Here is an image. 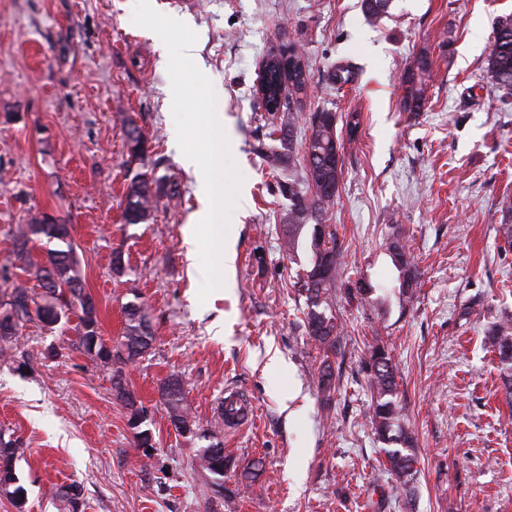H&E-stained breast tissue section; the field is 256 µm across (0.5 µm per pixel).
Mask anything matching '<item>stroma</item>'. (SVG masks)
<instances>
[{
  "instance_id": "35a3bbf8",
  "label": "stroma",
  "mask_w": 512,
  "mask_h": 512,
  "mask_svg": "<svg viewBox=\"0 0 512 512\" xmlns=\"http://www.w3.org/2000/svg\"><path fill=\"white\" fill-rule=\"evenodd\" d=\"M360 3L155 0L197 35L192 59L213 83L242 176L227 228L228 285L202 302L199 253L183 233L197 208L194 178L178 161L160 39L133 23L135 0H0V282L22 277L17 225L63 217L104 339L121 336L131 302L144 304L157 336L123 368L153 435L146 452L110 372L78 349L74 330L22 329L27 364L0 359V431L22 444L25 512H58L57 490L74 482L82 512H401L366 419L365 346L375 341L396 367L415 439L414 512H512V406L505 367L484 343L499 316H512V247L496 233L512 206V105L486 71L494 23L512 14V0H393L377 23ZM290 46L310 74L296 112L335 113L343 147L326 216L343 251L330 293L342 333L328 396L304 328L310 234L295 253L280 246L288 170L271 160L283 150L272 133L280 121L256 98L263 59ZM422 56L432 69L425 105L407 112L402 77ZM340 61L357 79L329 85ZM132 123L144 135L140 164L128 161ZM143 169L179 194L128 224L124 187ZM395 239L419 272L409 298L398 288ZM364 283L370 296L358 292ZM51 346L57 358L47 357ZM171 377L202 424L230 389L256 407L254 422L214 425L234 463L223 489L198 465V440L169 421L161 386ZM254 464L259 475L245 484Z\"/></svg>"
}]
</instances>
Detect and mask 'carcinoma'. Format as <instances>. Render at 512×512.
Wrapping results in <instances>:
<instances>
[{
  "label": "carcinoma",
  "mask_w": 512,
  "mask_h": 512,
  "mask_svg": "<svg viewBox=\"0 0 512 512\" xmlns=\"http://www.w3.org/2000/svg\"><path fill=\"white\" fill-rule=\"evenodd\" d=\"M393 0H362V9L370 19L379 20L389 14ZM290 69L283 72L275 67L266 69L263 77L264 103L262 106L271 113L286 112L288 121L278 129L279 140L293 145L297 117L294 116V95L306 90L308 71L301 58L288 62ZM431 63L422 56L417 71L405 74L406 94L403 109L419 112L425 104L423 75L430 73ZM487 72L492 80L506 94H512V17L496 21L493 29V43L487 59ZM333 85L354 82V71L348 65L338 64L329 73ZM307 133L302 139L301 157H294L288 150V165L299 164L304 171L303 182L292 178L281 183V192L288 196V224L283 232L285 250L293 252L298 248L302 230L312 222L325 224V239L310 236L312 252L311 268L306 271L303 281L307 312L304 314L307 334L322 352L317 371L320 389L331 393L335 388L334 369L330 356L336 352V342L341 330L327 301L330 288L336 283V274L341 266V251L332 225L325 223L331 205L336 200L343 176V159L337 157L341 144L336 133V115L331 112H312L304 118ZM129 161L144 160V137L140 128L130 125L125 132ZM177 186L153 173H137L126 185L123 200V218L128 224H141L149 220L157 201L164 195L172 198ZM72 225L64 219L47 215L31 220L17 227L13 239L14 253L20 263V270L39 282L42 292L38 293L22 281H15L0 292V315L12 312L13 324L0 327V355L25 360L16 343L18 331L25 324L36 321L51 330L66 327L71 317L77 318L74 331L78 347L96 364L111 371L112 389L116 398L128 410V423L132 424L135 441L140 448H151L150 430L133 425L134 419L144 414V408L128 388L123 377V366L140 357L156 340L151 321L144 305L129 303L125 307V329L120 338L108 343L100 333L97 305L86 290L79 271V261L71 235ZM498 236L512 247V207L502 211L496 227ZM56 240L64 247L47 249L41 261H33L31 250L42 240ZM391 254L398 270V288L407 294H414L418 284V272L405 246L398 241L392 243ZM487 344L498 354L501 363L512 370V318L499 321L486 337ZM367 387L372 404L369 422L379 441L389 445L385 449L387 466L385 470L396 480L402 497L403 507L412 509L414 484L417 477V459L413 438L403 427L397 402L395 369L387 351L380 345L368 349L366 360ZM161 397L167 408L169 419L177 433L188 435L207 444L197 448L199 465L211 475L213 485L224 488V448L221 442L205 426L196 421L190 413L183 383L171 378L163 383ZM20 452L17 438H5L0 433V496L13 504L26 500V490L19 484L15 471V460ZM83 493L77 483L60 487L57 491L59 512H78Z\"/></svg>",
  "instance_id": "1"
}]
</instances>
